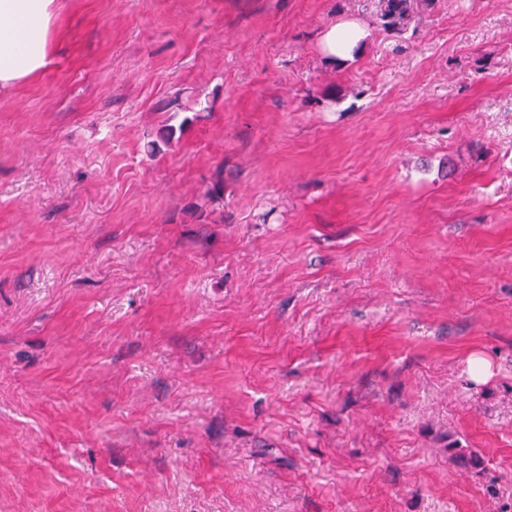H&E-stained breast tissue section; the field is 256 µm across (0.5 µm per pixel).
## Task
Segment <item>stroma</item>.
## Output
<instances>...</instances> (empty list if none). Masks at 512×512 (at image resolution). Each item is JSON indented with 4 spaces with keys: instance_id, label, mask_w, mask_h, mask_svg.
Wrapping results in <instances>:
<instances>
[{
    "instance_id": "stroma-1",
    "label": "stroma",
    "mask_w": 512,
    "mask_h": 512,
    "mask_svg": "<svg viewBox=\"0 0 512 512\" xmlns=\"http://www.w3.org/2000/svg\"><path fill=\"white\" fill-rule=\"evenodd\" d=\"M0 512H512V0H60L0 91ZM376 4L374 23L384 30H400L414 12L417 0H369ZM365 37L363 25L356 20H345L330 26L321 37L326 54L331 58H351Z\"/></svg>"
}]
</instances>
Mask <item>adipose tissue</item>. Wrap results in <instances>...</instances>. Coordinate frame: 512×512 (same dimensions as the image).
<instances>
[{"label": "adipose tissue", "instance_id": "1", "mask_svg": "<svg viewBox=\"0 0 512 512\" xmlns=\"http://www.w3.org/2000/svg\"><path fill=\"white\" fill-rule=\"evenodd\" d=\"M58 0H0V88L28 81L47 66L55 35ZM365 36L363 25L330 26L321 43L329 57L351 58Z\"/></svg>", "mask_w": 512, "mask_h": 512}]
</instances>
